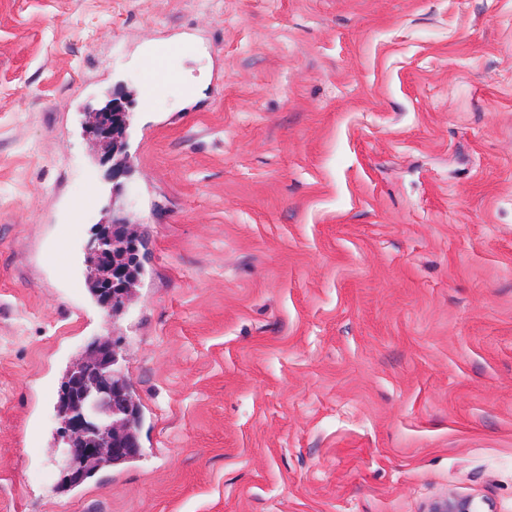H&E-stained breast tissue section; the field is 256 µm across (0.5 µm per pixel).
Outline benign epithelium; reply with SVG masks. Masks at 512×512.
<instances>
[{
    "instance_id": "1",
    "label": "benign epithelium",
    "mask_w": 512,
    "mask_h": 512,
    "mask_svg": "<svg viewBox=\"0 0 512 512\" xmlns=\"http://www.w3.org/2000/svg\"><path fill=\"white\" fill-rule=\"evenodd\" d=\"M93 133L112 147V179L128 174L125 155L127 112L120 98L91 115ZM133 236L128 225L119 221L109 224L104 235H97L90 242L87 253L105 267L101 280L100 305L111 311L126 287L125 262L133 246ZM74 407L60 414L66 429L63 435L64 468L72 472L90 469L103 457H134L138 449L130 447L129 423L126 418L128 382L118 369V355L112 344L94 342L85 351L83 365L76 369L70 385ZM431 512H480L474 498L468 495H451L431 508Z\"/></svg>"
}]
</instances>
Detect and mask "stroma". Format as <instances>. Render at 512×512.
Segmentation results:
<instances>
[{
    "label": "stroma",
    "mask_w": 512,
    "mask_h": 512,
    "mask_svg": "<svg viewBox=\"0 0 512 512\" xmlns=\"http://www.w3.org/2000/svg\"><path fill=\"white\" fill-rule=\"evenodd\" d=\"M178 56L144 108L142 60ZM127 101L130 174L88 112ZM135 225L123 311L85 283ZM114 343L141 452L62 491ZM512 512V0H0V512ZM108 225L109 229L106 234L97 235L104 233L107 228L102 224L99 225L98 232L90 242L87 253L95 261L100 262L101 266L105 267L100 278L104 284V288H101L99 291V294H102L100 305L102 308L113 313L114 309L122 306H114L119 299L118 296L121 294L120 289L126 288L125 278L127 269L120 267V265L125 262L129 248L134 246L130 242L134 237L129 232L127 224L114 220ZM126 260L129 274L134 280L131 285L134 287L135 282L139 281L142 274V266L140 260L137 259V254H130ZM472 496L451 495L433 504L431 512H482Z\"/></svg>",
    "instance_id": "obj_1"
}]
</instances>
